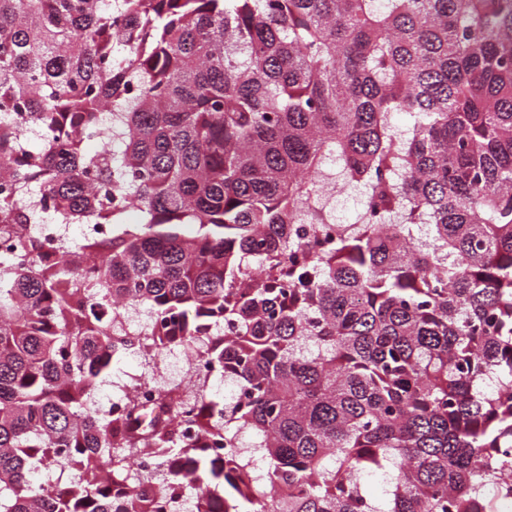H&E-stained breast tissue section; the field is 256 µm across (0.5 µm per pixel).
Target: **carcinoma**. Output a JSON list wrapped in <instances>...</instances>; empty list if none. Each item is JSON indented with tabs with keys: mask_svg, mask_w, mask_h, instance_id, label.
<instances>
[{
	"mask_svg": "<svg viewBox=\"0 0 512 512\" xmlns=\"http://www.w3.org/2000/svg\"><path fill=\"white\" fill-rule=\"evenodd\" d=\"M8 112L0 512H167L202 481L194 512H500L512 0H0ZM328 173L358 229L323 210ZM42 210L112 231L66 256ZM171 347L243 398L186 412L136 379L98 407L128 349ZM149 454L164 478L130 485ZM362 195L358 191H348L338 196L336 201V220L340 223L352 221L360 209Z\"/></svg>",
	"mask_w": 512,
	"mask_h": 512,
	"instance_id": "carcinoma-1",
	"label": "carcinoma"
}]
</instances>
